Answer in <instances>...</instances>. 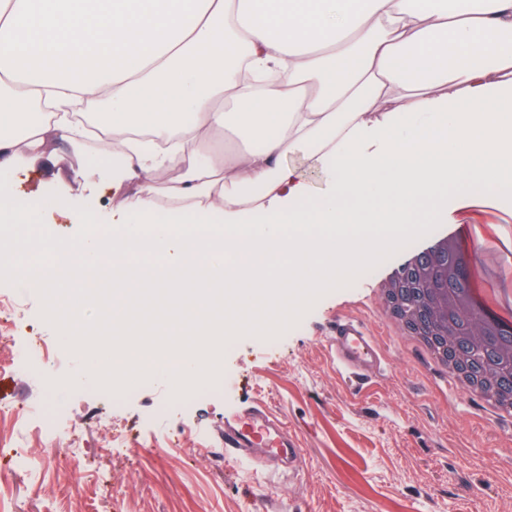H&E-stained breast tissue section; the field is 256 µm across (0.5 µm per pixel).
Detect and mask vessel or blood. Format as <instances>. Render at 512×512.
Returning <instances> with one entry per match:
<instances>
[{"label": "vessel or blood", "instance_id": "obj_1", "mask_svg": "<svg viewBox=\"0 0 512 512\" xmlns=\"http://www.w3.org/2000/svg\"><path fill=\"white\" fill-rule=\"evenodd\" d=\"M328 353L338 370L349 381L365 385L384 364L370 332L363 326L342 319L336 320L325 335ZM282 421L264 400L245 401L238 409L225 414L224 431L216 438L224 450L225 462L241 468L255 464L258 450L287 447L289 458L303 455L299 439H281Z\"/></svg>", "mask_w": 512, "mask_h": 512}]
</instances>
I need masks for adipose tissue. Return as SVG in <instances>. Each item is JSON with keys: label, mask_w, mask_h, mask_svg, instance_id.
<instances>
[{"label": "adipose tissue", "mask_w": 512, "mask_h": 512, "mask_svg": "<svg viewBox=\"0 0 512 512\" xmlns=\"http://www.w3.org/2000/svg\"><path fill=\"white\" fill-rule=\"evenodd\" d=\"M78 107L112 131L119 205L42 275L47 313L113 337L70 383L190 385L306 262L332 282L371 256V224L420 223L451 184L512 198V0H0V178ZM78 272L107 291L67 290ZM295 163L304 171L312 191L315 195H321L328 191L329 183L322 171L312 166L308 161L300 156L294 158Z\"/></svg>", "instance_id": "obj_1"}]
</instances>
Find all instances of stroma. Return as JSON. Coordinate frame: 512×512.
<instances>
[{"mask_svg": "<svg viewBox=\"0 0 512 512\" xmlns=\"http://www.w3.org/2000/svg\"><path fill=\"white\" fill-rule=\"evenodd\" d=\"M88 151L59 131L37 162L13 172L16 194L50 200L37 225L75 245L77 217L111 220L107 198L81 174ZM453 230L442 212L382 244L369 276L350 285L325 284L309 264L297 298L270 330H240L224 347L218 392H202L190 407L179 391L152 378L130 392L121 426L131 445L108 447L110 422L96 389L68 385L83 364L62 323L47 315L35 284L20 286L0 266V296L24 314L10 335L47 344L41 380L0 372V407L22 413L44 406L55 425H28L32 448L83 442L79 461H47L42 485L12 473L14 448L0 444V496L9 512H512V418L490 417L482 398L448 380L427 354L402 341L379 312L382 283L412 256ZM362 324L375 335L384 371L355 396L327 353L324 330L333 320ZM266 400L305 449L299 465L272 476L265 464L233 468L208 450L224 415L249 396Z\"/></svg>", "mask_w": 512, "mask_h": 512, "instance_id": "35a3bbf8", "label": "stroma"}]
</instances>
